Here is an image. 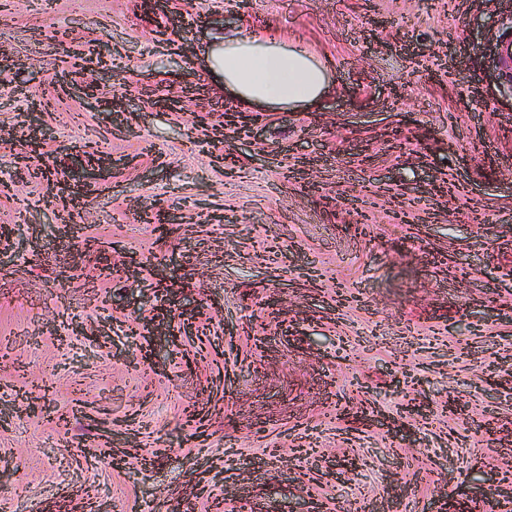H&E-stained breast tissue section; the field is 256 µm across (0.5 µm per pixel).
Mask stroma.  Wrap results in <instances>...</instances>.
<instances>
[{"label":"stroma","instance_id":"stroma-1","mask_svg":"<svg viewBox=\"0 0 512 512\" xmlns=\"http://www.w3.org/2000/svg\"><path fill=\"white\" fill-rule=\"evenodd\" d=\"M246 34L316 54L331 88L251 108L228 178L208 135L242 106L210 53ZM508 34L512 0H0V180L33 172L0 192V512L512 499ZM101 42L98 101L63 93ZM45 99L52 136L32 152L23 115ZM88 142L112 166L70 235L53 191L84 180ZM160 208L178 223L142 222ZM159 286L188 333L168 334ZM131 323L153 328L149 359ZM406 394L423 414L400 413Z\"/></svg>","mask_w":512,"mask_h":512}]
</instances>
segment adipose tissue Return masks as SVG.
<instances>
[{
	"instance_id": "ef3b65f1",
	"label": "adipose tissue",
	"mask_w": 512,
	"mask_h": 512,
	"mask_svg": "<svg viewBox=\"0 0 512 512\" xmlns=\"http://www.w3.org/2000/svg\"><path fill=\"white\" fill-rule=\"evenodd\" d=\"M211 62L225 90L248 106H312L330 84L326 63L285 41L229 39L213 49Z\"/></svg>"
}]
</instances>
